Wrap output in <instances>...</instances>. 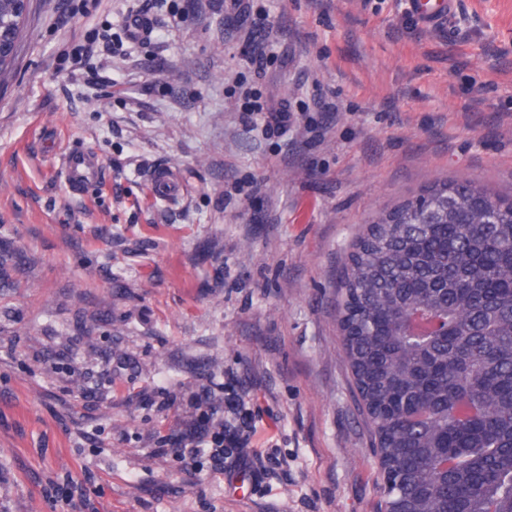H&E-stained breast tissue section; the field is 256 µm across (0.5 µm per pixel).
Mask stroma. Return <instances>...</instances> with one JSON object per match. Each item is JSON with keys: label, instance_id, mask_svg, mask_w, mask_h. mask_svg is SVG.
<instances>
[{"label": "stroma", "instance_id": "1", "mask_svg": "<svg viewBox=\"0 0 512 512\" xmlns=\"http://www.w3.org/2000/svg\"><path fill=\"white\" fill-rule=\"evenodd\" d=\"M62 1L31 0L0 88V512H77L75 481L97 512H378L339 279L434 180L512 194V0H458L419 36L397 0ZM242 84L287 105V137L241 122ZM54 146L98 181L69 190ZM206 390L237 444L189 469L156 448Z\"/></svg>", "mask_w": 512, "mask_h": 512}]
</instances>
